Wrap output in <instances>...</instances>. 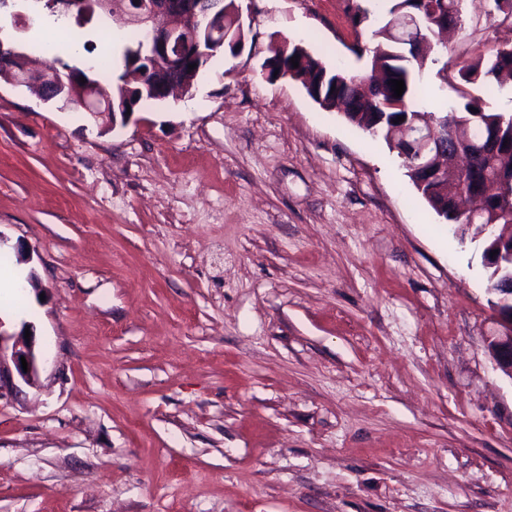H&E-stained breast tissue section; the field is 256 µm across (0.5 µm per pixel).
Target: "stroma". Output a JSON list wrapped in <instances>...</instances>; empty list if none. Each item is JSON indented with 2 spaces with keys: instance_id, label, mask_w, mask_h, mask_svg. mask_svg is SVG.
I'll list each match as a JSON object with an SVG mask.
<instances>
[{
  "instance_id": "stroma-1",
  "label": "stroma",
  "mask_w": 512,
  "mask_h": 512,
  "mask_svg": "<svg viewBox=\"0 0 512 512\" xmlns=\"http://www.w3.org/2000/svg\"><path fill=\"white\" fill-rule=\"evenodd\" d=\"M238 56L102 130L0 87V300L36 380L0 402V512H512V377L479 242L384 139L269 81L299 40L365 71L345 0H239ZM449 62L512 39L465 0ZM70 28L118 62L99 19ZM106 67L97 72L105 78Z\"/></svg>"
}]
</instances>
